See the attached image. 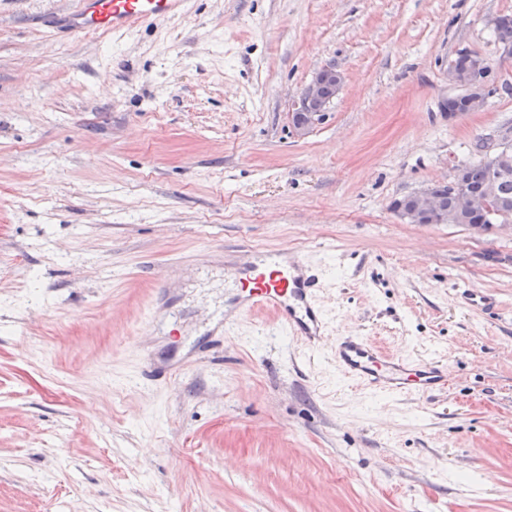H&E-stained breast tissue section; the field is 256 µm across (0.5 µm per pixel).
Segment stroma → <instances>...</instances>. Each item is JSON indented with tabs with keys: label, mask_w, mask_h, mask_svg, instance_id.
<instances>
[{
	"label": "stroma",
	"mask_w": 512,
	"mask_h": 512,
	"mask_svg": "<svg viewBox=\"0 0 512 512\" xmlns=\"http://www.w3.org/2000/svg\"><path fill=\"white\" fill-rule=\"evenodd\" d=\"M77 5L0 0V512H512V233L390 208L512 128V0H189L56 32ZM462 50L492 74L451 120ZM283 248L320 274L313 352L238 312L233 269ZM347 334L441 360L447 389L355 387ZM329 83L333 85H328ZM342 83L343 74L335 66H325L317 71L290 112L294 127L304 131L319 121L328 105L327 98L333 99L336 89L338 92ZM324 90L327 98L324 96Z\"/></svg>",
	"instance_id": "obj_1"
}]
</instances>
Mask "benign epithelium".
Listing matches in <instances>:
<instances>
[{
	"label": "benign epithelium",
	"mask_w": 512,
	"mask_h": 512,
	"mask_svg": "<svg viewBox=\"0 0 512 512\" xmlns=\"http://www.w3.org/2000/svg\"><path fill=\"white\" fill-rule=\"evenodd\" d=\"M491 75V66L482 57L475 59L470 67L462 70L454 65L448 67V82L463 86L467 89L464 97V108L453 105L455 98H450L448 104V119L455 118L461 112H477L485 105V84ZM341 87L343 74L334 66H325L315 73L308 85L301 92L290 117L295 128L306 130L321 119L328 100L324 90L328 84ZM512 156V133L498 132L488 138L486 151L482 162L487 164L491 171L490 179L480 189L473 191L466 187L462 179L463 172L456 169L448 189L453 197V214L460 216L469 214L479 218V223L471 228L479 231H491L495 228L512 231V222L509 220H491L493 215L488 208V202L498 194L499 176L505 168V163ZM391 209L400 218L410 224H447L448 208L435 195L427 190L409 194L405 199L391 203Z\"/></svg>",
	"instance_id": "1"
}]
</instances>
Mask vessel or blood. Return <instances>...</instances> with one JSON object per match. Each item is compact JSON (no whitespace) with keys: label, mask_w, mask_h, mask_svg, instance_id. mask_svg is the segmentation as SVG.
<instances>
[{"label":"vessel or blood","mask_w":512,"mask_h":512,"mask_svg":"<svg viewBox=\"0 0 512 512\" xmlns=\"http://www.w3.org/2000/svg\"><path fill=\"white\" fill-rule=\"evenodd\" d=\"M186 0H80L68 18L74 32L134 28L179 15ZM241 285L247 293L244 310L277 311L282 325L301 339L307 349L323 341L326 318L319 301V277L302 255L272 258L245 270ZM337 368L356 385L386 395L429 396L447 389L448 372L438 360H416L385 353L367 337L341 336L336 340Z\"/></svg>","instance_id":"1"}]
</instances>
